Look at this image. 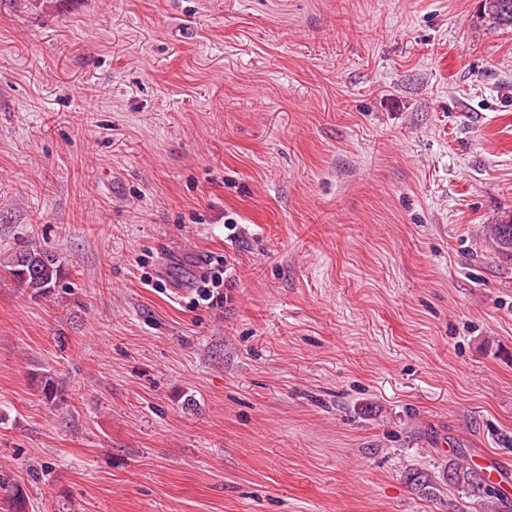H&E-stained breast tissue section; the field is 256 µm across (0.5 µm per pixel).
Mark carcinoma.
I'll use <instances>...</instances> for the list:
<instances>
[{
    "instance_id": "1",
    "label": "carcinoma",
    "mask_w": 512,
    "mask_h": 512,
    "mask_svg": "<svg viewBox=\"0 0 512 512\" xmlns=\"http://www.w3.org/2000/svg\"><path fill=\"white\" fill-rule=\"evenodd\" d=\"M484 16L498 28H512V0H483ZM490 238L498 254L512 259V220L501 221L489 228ZM14 287L32 297H47L53 294L65 278V267L60 257L53 251L39 245L27 244L15 252L6 269ZM39 390L43 399L54 404L61 399L59 382L51 374L39 378ZM448 484L469 487L486 499V507L493 512H512V503L502 496L501 491L490 484L479 471L462 464L448 466ZM0 489L10 491L4 501V512H25L22 492L11 485L8 475L0 474Z\"/></svg>"
}]
</instances>
